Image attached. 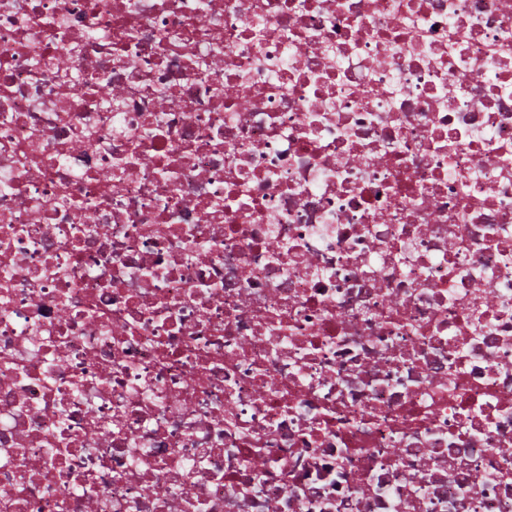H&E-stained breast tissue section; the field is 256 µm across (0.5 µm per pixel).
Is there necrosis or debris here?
Masks as SVG:
<instances>
[{
	"label": "necrosis or debris",
	"instance_id": "1",
	"mask_svg": "<svg viewBox=\"0 0 512 512\" xmlns=\"http://www.w3.org/2000/svg\"><path fill=\"white\" fill-rule=\"evenodd\" d=\"M0 512H512V0H0Z\"/></svg>",
	"mask_w": 512,
	"mask_h": 512
}]
</instances>
